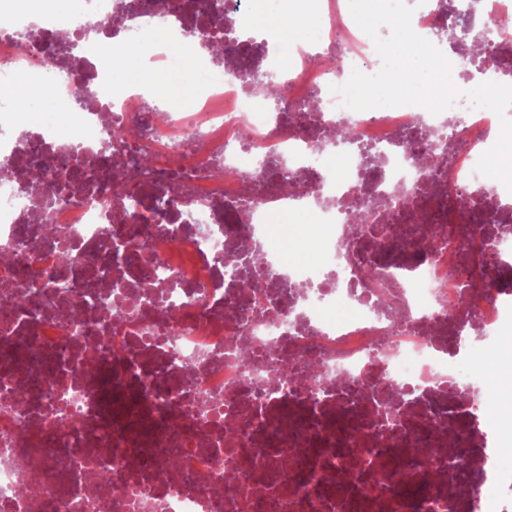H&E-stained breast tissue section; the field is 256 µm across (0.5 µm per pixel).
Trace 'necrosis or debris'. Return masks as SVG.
<instances>
[{
  "instance_id": "1",
  "label": "necrosis or debris",
  "mask_w": 512,
  "mask_h": 512,
  "mask_svg": "<svg viewBox=\"0 0 512 512\" xmlns=\"http://www.w3.org/2000/svg\"><path fill=\"white\" fill-rule=\"evenodd\" d=\"M173 2L24 11L0 0L10 23L0 29V512H480L512 475L501 426L471 405L474 375L459 356L467 337L493 346L512 325V275L486 289L479 271L512 255V193L475 170L498 116L471 105L464 76L462 97L437 115L342 107L335 87L375 59L344 0H305L314 44L264 38L246 63L198 55L192 105L155 109L149 93L114 84L113 46L147 45L164 69L197 31L238 39L261 7ZM445 2L412 16L442 50ZM111 16L121 25L101 27ZM510 16L512 0H484L473 21L498 59L512 52V28L496 22ZM279 77L290 121L261 89ZM88 85L96 97L77 107ZM18 88L53 112L30 118ZM118 125L135 128L148 168L126 152L103 165L97 146ZM434 154L443 162L422 178L414 159ZM44 158L64 185L47 213L31 179ZM273 165L305 184L309 223L333 229L304 239L309 261L288 269L264 244L267 224L293 207ZM118 170L143 206L170 198L166 220L132 225L112 194ZM434 229L432 255L415 258L412 242ZM122 241L145 244L160 267L114 260ZM107 305L126 323H105ZM390 455L405 474L383 468ZM349 466L359 481L345 496L318 484L321 470ZM25 472L34 493L19 488Z\"/></svg>"
}]
</instances>
